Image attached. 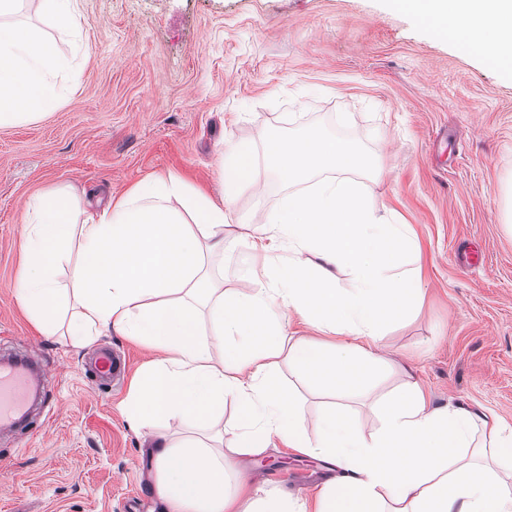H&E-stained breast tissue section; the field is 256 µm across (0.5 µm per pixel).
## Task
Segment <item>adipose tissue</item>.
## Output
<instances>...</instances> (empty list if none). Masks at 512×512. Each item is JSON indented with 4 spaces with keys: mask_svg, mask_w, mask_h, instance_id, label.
I'll list each match as a JSON object with an SVG mask.
<instances>
[{
    "mask_svg": "<svg viewBox=\"0 0 512 512\" xmlns=\"http://www.w3.org/2000/svg\"><path fill=\"white\" fill-rule=\"evenodd\" d=\"M20 3L0 0V124L48 114L59 103L56 57L38 34L8 21ZM393 4L460 50L512 69V0ZM264 161L263 180L248 148L224 159L234 182L257 195L273 179L293 187L238 252L241 291H225L206 269L208 257L228 250L232 185L215 199L170 174L145 179L96 213L65 188L26 209V266L15 288L35 328L46 336L66 329L77 345L113 329L162 352L134 377L122 409L146 431L163 512H512V485L499 477L512 469V425L464 405H431L418 382L381 404L373 433L363 434L351 411L332 409L316 416V438L307 439L302 407L275 381L282 360L326 388L361 390L378 371L383 326L403 315L417 291L420 275L402 268L420 247L409 225L376 213L351 181L352 173L377 168L362 150L317 131L270 135ZM311 179L315 187L301 190ZM75 245L83 261L68 290L59 262ZM275 249L287 250V264L272 266ZM340 270L348 274L343 285ZM290 312L335 336L330 351L287 333ZM259 332L265 344H256ZM228 396L239 406L240 433L219 448L201 435ZM170 417L198 423L199 436L175 441L156 433ZM440 433L448 454L415 455ZM277 445L302 454L322 448L340 469L314 505L241 476L239 457Z\"/></svg>",
    "mask_w": 512,
    "mask_h": 512,
    "instance_id": "ef3b65f1",
    "label": "adipose tissue"
}]
</instances>
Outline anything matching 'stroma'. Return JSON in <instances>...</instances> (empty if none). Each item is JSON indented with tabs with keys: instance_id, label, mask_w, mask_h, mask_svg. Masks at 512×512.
<instances>
[{
	"instance_id": "35a3bbf8",
	"label": "stroma",
	"mask_w": 512,
	"mask_h": 512,
	"mask_svg": "<svg viewBox=\"0 0 512 512\" xmlns=\"http://www.w3.org/2000/svg\"><path fill=\"white\" fill-rule=\"evenodd\" d=\"M61 28L25 7L50 44L58 108L0 126V352L43 368L24 434L0 435V512H160L144 437L120 411L130 383L96 389L81 361L108 348L139 372L157 352L117 332L76 347L43 336L13 283L28 200L69 188L91 205L174 173L212 197L222 155L263 135L318 131L372 155L353 179L421 247L420 293L382 331L387 391L411 370L428 400L512 425V74L486 66L397 11L392 0H72ZM288 187L239 185L228 238L263 224ZM245 478L291 498L331 472L317 451L241 458Z\"/></svg>"
}]
</instances>
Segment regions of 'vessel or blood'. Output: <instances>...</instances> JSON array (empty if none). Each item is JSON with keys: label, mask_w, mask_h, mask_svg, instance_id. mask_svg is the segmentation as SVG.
<instances>
[{"label": "vessel or blood", "mask_w": 512, "mask_h": 512, "mask_svg": "<svg viewBox=\"0 0 512 512\" xmlns=\"http://www.w3.org/2000/svg\"><path fill=\"white\" fill-rule=\"evenodd\" d=\"M102 378H115L126 369L121 357L107 351L96 353L84 364ZM41 386V374L25 359L14 358L0 364V430L27 424L30 399Z\"/></svg>", "instance_id": "1"}]
</instances>
